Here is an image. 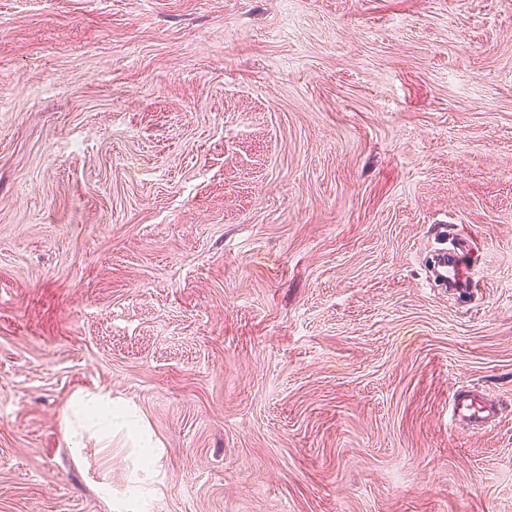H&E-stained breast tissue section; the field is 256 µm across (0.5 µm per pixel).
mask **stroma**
I'll use <instances>...</instances> for the list:
<instances>
[{"mask_svg":"<svg viewBox=\"0 0 512 512\" xmlns=\"http://www.w3.org/2000/svg\"><path fill=\"white\" fill-rule=\"evenodd\" d=\"M0 512H512V0H0ZM457 249V250H456ZM453 251L437 253L432 261V274L435 280L442 282L445 288H470L466 279L460 277L459 270L464 263L465 253H469V243L459 242ZM449 405L452 422L464 424L474 432L484 431L494 412L491 406L463 387L451 391ZM81 415L82 427L88 430L96 429L102 434L112 433V430H125L128 436L137 442L140 452L150 464L155 465L157 448L147 436L145 426L135 418L131 410L120 402L112 400L111 393H86L74 397L63 412L66 425V436L75 444L79 441L78 431L72 427V416Z\"/></svg>","mask_w":512,"mask_h":512,"instance_id":"stroma-1","label":"stroma"}]
</instances>
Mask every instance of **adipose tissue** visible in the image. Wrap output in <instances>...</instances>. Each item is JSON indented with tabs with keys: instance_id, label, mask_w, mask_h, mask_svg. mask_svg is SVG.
I'll return each instance as SVG.
<instances>
[{
	"instance_id": "obj_1",
	"label": "adipose tissue",
	"mask_w": 512,
	"mask_h": 512,
	"mask_svg": "<svg viewBox=\"0 0 512 512\" xmlns=\"http://www.w3.org/2000/svg\"><path fill=\"white\" fill-rule=\"evenodd\" d=\"M81 417L86 429L107 434L112 430L126 431L137 442L140 452L148 462H155L157 452L144 425L124 404L114 401L111 394L98 392L74 397L63 413L64 420Z\"/></svg>"
}]
</instances>
